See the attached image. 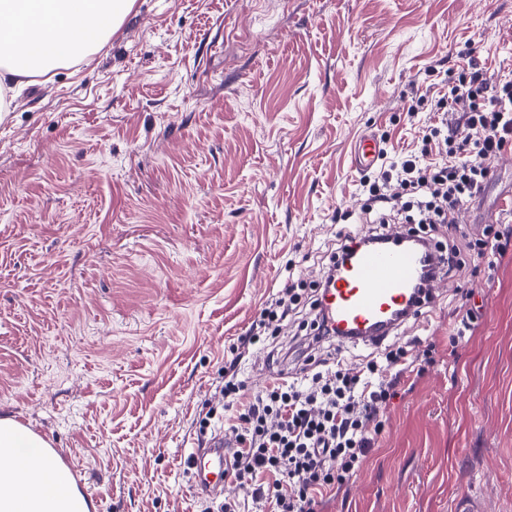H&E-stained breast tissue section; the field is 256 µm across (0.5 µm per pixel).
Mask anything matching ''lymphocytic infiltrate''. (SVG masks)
<instances>
[{
  "label": "lymphocytic infiltrate",
  "instance_id": "obj_1",
  "mask_svg": "<svg viewBox=\"0 0 512 512\" xmlns=\"http://www.w3.org/2000/svg\"><path fill=\"white\" fill-rule=\"evenodd\" d=\"M435 109L457 113L456 124H429L418 149L364 181L363 224L339 233L329 263L389 224H414L423 234L453 224L459 206L480 195L487 160L512 142V78L492 85L481 68L464 65ZM392 181L398 192H389ZM309 362L301 379L275 378L248 401L235 374L224 376V408L238 420L225 473L261 512H319L324 497L360 471L387 402L418 366L408 347L391 344L355 372L319 356Z\"/></svg>",
  "mask_w": 512,
  "mask_h": 512
}]
</instances>
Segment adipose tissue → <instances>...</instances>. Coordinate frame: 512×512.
Wrapping results in <instances>:
<instances>
[{
  "mask_svg": "<svg viewBox=\"0 0 512 512\" xmlns=\"http://www.w3.org/2000/svg\"><path fill=\"white\" fill-rule=\"evenodd\" d=\"M135 0H0V95L19 78L76 64L107 39ZM0 512H89L69 469L39 436L0 418Z\"/></svg>",
  "mask_w": 512,
  "mask_h": 512,
  "instance_id": "obj_1",
  "label": "adipose tissue"
}]
</instances>
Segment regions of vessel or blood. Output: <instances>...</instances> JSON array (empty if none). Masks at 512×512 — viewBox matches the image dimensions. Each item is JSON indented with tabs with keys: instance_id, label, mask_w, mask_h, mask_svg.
Here are the masks:
<instances>
[{
	"instance_id": "obj_1",
	"label": "vessel or blood",
	"mask_w": 512,
	"mask_h": 512,
	"mask_svg": "<svg viewBox=\"0 0 512 512\" xmlns=\"http://www.w3.org/2000/svg\"><path fill=\"white\" fill-rule=\"evenodd\" d=\"M380 158V147L372 136L363 137L354 152L357 170H371ZM399 232L390 231L381 246H359L350 264L341 266L322 300L329 325L337 330H354L362 325H381L373 342L389 335L388 321L397 312L417 308L413 286L421 268L420 253L399 246ZM194 485L207 490L224 476V443L215 441L209 451L199 450L187 459Z\"/></svg>"
}]
</instances>
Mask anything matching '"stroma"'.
Returning a JSON list of instances; mask_svg holds the SVG:
<instances>
[{"label": "stroma", "mask_w": 512, "mask_h": 512, "mask_svg": "<svg viewBox=\"0 0 512 512\" xmlns=\"http://www.w3.org/2000/svg\"><path fill=\"white\" fill-rule=\"evenodd\" d=\"M512 75V0H136L88 60L0 112V418L44 439L90 512H219L186 459L230 348L365 202L356 142L419 146L464 60ZM418 114H411V106ZM458 217L465 266L392 335L420 357L322 512H512V146ZM471 329L455 341L462 316ZM251 347L245 396L273 377ZM210 418L201 430L202 418Z\"/></svg>", "instance_id": "stroma-1"}]
</instances>
